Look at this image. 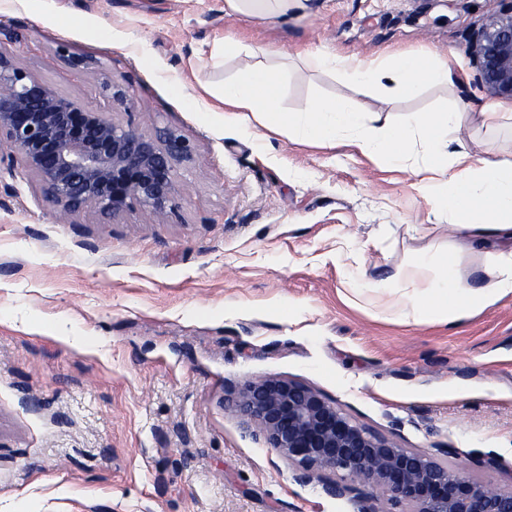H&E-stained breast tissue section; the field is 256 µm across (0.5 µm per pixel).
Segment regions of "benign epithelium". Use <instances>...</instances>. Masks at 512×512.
<instances>
[{"label":"benign epithelium","instance_id":"obj_1","mask_svg":"<svg viewBox=\"0 0 512 512\" xmlns=\"http://www.w3.org/2000/svg\"><path fill=\"white\" fill-rule=\"evenodd\" d=\"M493 7L471 34L469 55L478 84L512 100V0ZM194 149L172 130L155 135L110 112L89 111L13 63L0 49V161L38 183L45 199L78 216L116 220L136 209L165 218L177 209L174 172ZM243 429L263 439L296 467L295 479L318 482L357 512H379L378 495L410 512H512V489L497 490L469 475L475 467H512L488 458L435 455L404 448L344 413L316 388L267 377L224 398ZM343 478H333L336 473Z\"/></svg>","mask_w":512,"mask_h":512}]
</instances>
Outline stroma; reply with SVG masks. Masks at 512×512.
Listing matches in <instances>:
<instances>
[{
  "label": "stroma",
  "instance_id": "obj_1",
  "mask_svg": "<svg viewBox=\"0 0 512 512\" xmlns=\"http://www.w3.org/2000/svg\"><path fill=\"white\" fill-rule=\"evenodd\" d=\"M490 7L309 0L280 22L226 16L224 0H0L17 65L94 111L111 110L104 87L118 85L139 131L194 147L162 223L69 216L33 178L0 176V512H353L297 482L225 408V386L272 376L318 389L402 447L497 458L473 477L512 487V295L455 327L386 309L420 257L458 247L472 283L512 239L469 246L410 173L230 122L206 91L256 61L215 59L231 35L287 69L284 109L345 99L406 124L458 105L472 154L512 160V101L477 85L468 54ZM318 47L431 52L452 78L385 100L307 68ZM496 102L505 115L489 130L477 113Z\"/></svg>",
  "mask_w": 512,
  "mask_h": 512
}]
</instances>
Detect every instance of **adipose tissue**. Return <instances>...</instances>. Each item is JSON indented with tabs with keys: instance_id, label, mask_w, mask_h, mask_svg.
<instances>
[{
	"instance_id": "1",
	"label": "adipose tissue",
	"mask_w": 512,
	"mask_h": 512,
	"mask_svg": "<svg viewBox=\"0 0 512 512\" xmlns=\"http://www.w3.org/2000/svg\"><path fill=\"white\" fill-rule=\"evenodd\" d=\"M305 0H224V13L240 19H287ZM309 67L338 71L368 83L385 95L412 96L422 84H443L448 62L431 53H409L394 63L382 59L342 58L327 51H310ZM288 74L257 62L243 75L226 81L220 100L240 122H256L269 131L329 147L350 143L361 152L394 164L408 160L414 140L425 147L422 171L441 176L432 192L437 208L447 211L455 233L484 238L512 234V161L473 158L461 135L460 109L419 114L413 125H368L363 112L345 100H327L305 112H287L279 105ZM438 266L448 271L456 255L447 250L414 263L404 271L406 287L397 289L393 307L401 319L454 326L473 313L512 295V252L495 255L480 285L444 278L429 287H416L421 270Z\"/></svg>"
}]
</instances>
